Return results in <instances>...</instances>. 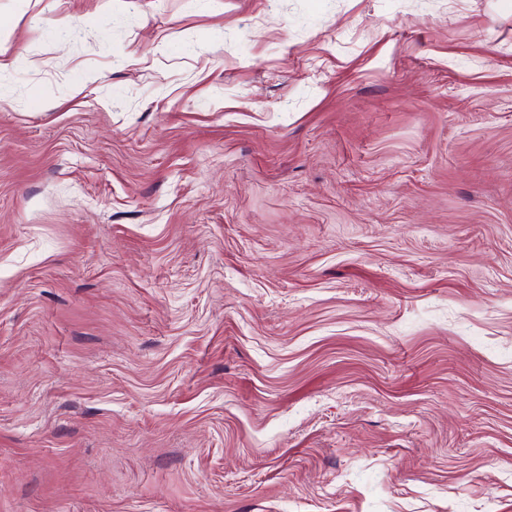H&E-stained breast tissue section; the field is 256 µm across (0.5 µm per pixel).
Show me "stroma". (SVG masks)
Returning a JSON list of instances; mask_svg holds the SVG:
<instances>
[{"label": "stroma", "mask_w": 512, "mask_h": 512, "mask_svg": "<svg viewBox=\"0 0 512 512\" xmlns=\"http://www.w3.org/2000/svg\"><path fill=\"white\" fill-rule=\"evenodd\" d=\"M1 27L0 512H512V0Z\"/></svg>", "instance_id": "35a3bbf8"}]
</instances>
